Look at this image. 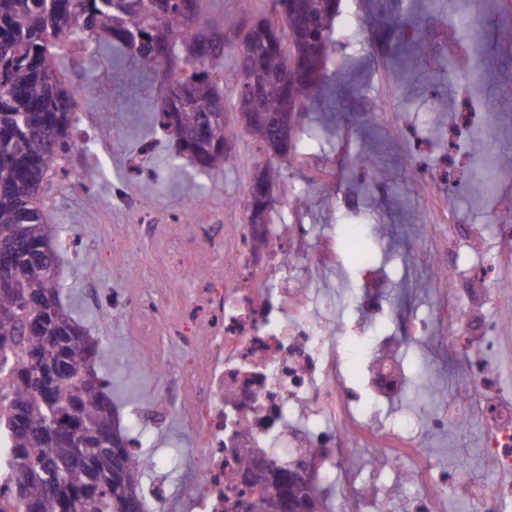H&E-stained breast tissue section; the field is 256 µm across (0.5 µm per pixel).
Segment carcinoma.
Wrapping results in <instances>:
<instances>
[{
  "label": "carcinoma",
  "instance_id": "carcinoma-1",
  "mask_svg": "<svg viewBox=\"0 0 512 512\" xmlns=\"http://www.w3.org/2000/svg\"><path fill=\"white\" fill-rule=\"evenodd\" d=\"M272 9L299 36L298 67L309 55L335 51L336 0H288ZM202 0H0V366L14 388L0 430L12 443L14 496L24 512H146L138 488L145 460L116 421L112 385L99 373L101 343L60 300L55 268L60 227L45 219L50 177L74 151L80 105L98 82L126 81L128 68L154 72L166 85L153 107L156 124L205 172L224 168V29L201 19ZM78 36L87 55L111 49L123 57L85 84L63 80L60 48ZM260 62L267 83L251 112H279L285 101L313 103L317 80H281L288 55L273 35L240 45ZM175 89L185 91L180 102ZM37 355L9 367L15 349ZM261 483L249 512H318L313 489H297L284 467Z\"/></svg>",
  "mask_w": 512,
  "mask_h": 512
}]
</instances>
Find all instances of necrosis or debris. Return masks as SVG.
<instances>
[{"mask_svg": "<svg viewBox=\"0 0 512 512\" xmlns=\"http://www.w3.org/2000/svg\"><path fill=\"white\" fill-rule=\"evenodd\" d=\"M457 97L448 131L460 191L484 162L470 140L486 109L469 84ZM283 233L279 224H250L230 248L214 225H179L188 245L157 259L160 287L125 295L118 310L164 382L163 406L184 410L198 442L189 451L194 512H244L260 496L235 478L249 450L301 460L329 512H391L404 485L415 488L408 512H453L460 500L468 512H512V342L479 349V337L460 330L472 310L459 296L397 333L334 325L296 278L268 287ZM510 241L504 231L485 241L453 236L435 268L458 281L479 263L512 265ZM437 325L442 335H433ZM444 345L472 372L456 409L439 394L409 402L412 374ZM470 417L483 429L484 468L428 445L447 435L449 421Z\"/></svg>", "mask_w": 512, "mask_h": 512, "instance_id": "necrosis-or-debris-1", "label": "necrosis or debris"}]
</instances>
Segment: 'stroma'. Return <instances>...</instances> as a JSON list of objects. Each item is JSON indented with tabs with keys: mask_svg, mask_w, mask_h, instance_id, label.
I'll list each match as a JSON object with an SVG mask.
<instances>
[{
	"mask_svg": "<svg viewBox=\"0 0 512 512\" xmlns=\"http://www.w3.org/2000/svg\"><path fill=\"white\" fill-rule=\"evenodd\" d=\"M394 29L365 26L374 0H339L334 27L336 53L327 64L333 92L325 107L326 122H319L312 109L298 115L297 137L280 161V176L271 187L267 221L271 224H302L307 250L316 252L337 241L340 225L366 224L375 235L368 246L369 264H361L354 249H340L335 266L317 268L305 261L287 258L284 274L300 276L310 296L348 324L364 321L373 305L358 287L371 267L386 268L389 286L382 294L383 306L396 317H424L440 300L444 281L436 275L430 254L448 231L447 225L425 222L434 198H442L455 210L460 224H473L488 236L498 225L511 224L512 213L489 215L466 197L452 198L443 171L446 151L431 153L438 115L458 106L456 86L460 76L441 67L436 56L421 61L411 76L400 72V59L413 41L447 21L448 0H384ZM270 0H204L203 13L212 23L237 16L249 21L269 13ZM512 26V16L502 13L495 0L475 13V29L487 49V80L484 96L490 114L479 136L493 155L512 156V42L498 39L502 25ZM164 91L158 76L134 72L122 86L102 85L86 104L80 128H93L87 162L79 168L57 171L45 195L49 223L60 225L64 252L61 265L64 305L80 317L91 335L101 338L104 369L112 375L122 429L135 436L139 451L151 465L142 484L163 481L166 499L153 512H189L181 490L192 477L188 450L195 440L174 409L159 410L163 381L146 357H138L129 371L124 359L134 346L122 320L102 319L101 310L112 305L118 289L153 288L157 278L148 263L150 256L170 243L168 219L180 212L185 182H195V207L186 215L190 224H244L252 180L269 159L267 148L243 126L239 114L238 88L224 85V123L231 155L223 169L199 170L186 157L169 166L171 141L154 132L152 105ZM384 102L405 110L415 123L424 124L425 139L400 132L388 113L377 109ZM369 153L373 166L350 170L356 154ZM368 185L367 195L351 191L352 180ZM127 185L144 200L147 216L155 226L149 237L134 236L143 216L112 205V188ZM305 196L297 207L291 192ZM122 233L135 242L124 255L112 256V238ZM147 410L145 419L133 420L134 407Z\"/></svg>",
	"mask_w": 512,
	"mask_h": 512,
	"instance_id": "1",
	"label": "stroma"
}]
</instances>
